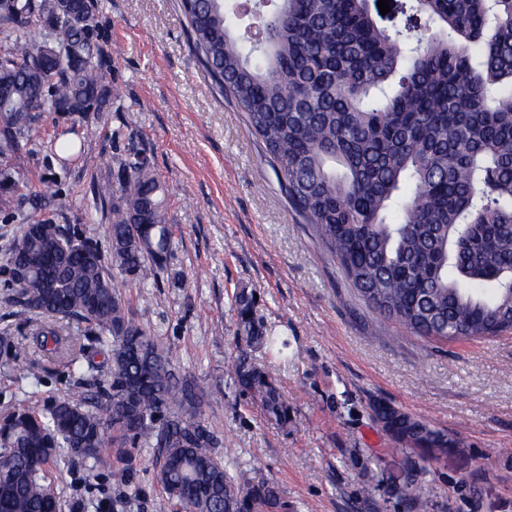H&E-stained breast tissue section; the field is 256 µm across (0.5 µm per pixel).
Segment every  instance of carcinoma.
<instances>
[{
    "label": "carcinoma",
    "instance_id": "1",
    "mask_svg": "<svg viewBox=\"0 0 512 512\" xmlns=\"http://www.w3.org/2000/svg\"><path fill=\"white\" fill-rule=\"evenodd\" d=\"M254 36L234 31L228 0H179L195 54L264 145L288 205L308 224L364 304L437 341L484 339L512 326V0H412L435 29H387L368 0H266ZM98 0H0V130L14 148L18 115L103 111V52L92 41ZM109 213L104 242L76 224L49 235L28 224L13 246L4 291L42 317L12 360L62 358L80 393L20 405L0 423V512H59L52 466L157 452L156 478L185 512H288L271 483L220 461L202 397L178 376L166 342L127 309L116 277L156 282L170 257L163 186L148 159L119 162L94 182ZM398 212L391 222L387 214ZM236 305L241 340L273 344ZM82 336L61 334L58 320ZM102 360H96V357ZM267 417L288 405L245 354L227 366ZM436 444L456 442L408 414L392 421Z\"/></svg>",
    "mask_w": 512,
    "mask_h": 512
}]
</instances>
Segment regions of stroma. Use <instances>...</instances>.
<instances>
[{
	"mask_svg": "<svg viewBox=\"0 0 512 512\" xmlns=\"http://www.w3.org/2000/svg\"><path fill=\"white\" fill-rule=\"evenodd\" d=\"M179 0H99L97 43L109 102L87 134L81 115L33 112L18 147L0 153L13 187L0 204V270L27 217L80 225L99 241L108 222L89 192L119 160L146 155L166 195L172 252L158 282L120 283L135 321L163 337L181 375L203 395L227 470L280 489L290 512H512V330L489 339L433 341L381 321L289 207L262 144L194 54ZM76 149L63 156L61 139ZM54 182L59 197L44 195ZM279 345L245 349L235 294ZM247 351L281 392L293 419L268 420L225 372ZM30 386L0 349V418L19 401L41 405L73 383L39 357ZM386 401L455 441L436 458L412 451L424 500L404 491L399 440L371 405ZM106 464L51 471L60 512H182L155 478L153 450L125 465L116 487Z\"/></svg>",
	"mask_w": 512,
	"mask_h": 512,
	"instance_id": "stroma-1",
	"label": "stroma"
}]
</instances>
